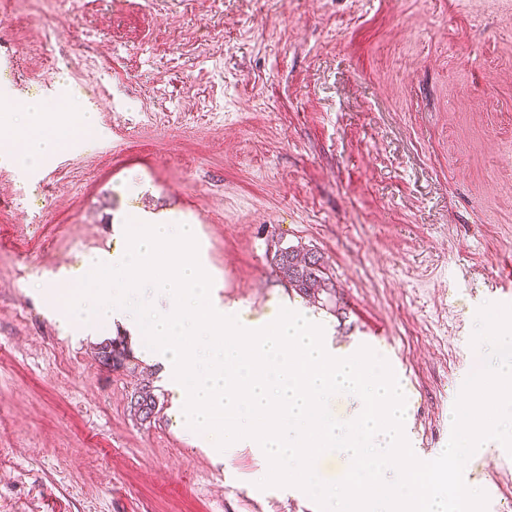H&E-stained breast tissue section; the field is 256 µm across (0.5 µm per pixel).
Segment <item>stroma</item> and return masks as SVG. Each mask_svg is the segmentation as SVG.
Here are the masks:
<instances>
[{
    "mask_svg": "<svg viewBox=\"0 0 512 512\" xmlns=\"http://www.w3.org/2000/svg\"><path fill=\"white\" fill-rule=\"evenodd\" d=\"M0 91L68 77L92 136L23 176L0 161V512H319L258 488L266 461L195 446L153 365L112 370L37 284L112 249V227L198 225L220 303L297 307L276 248L321 253L337 348L385 329L416 445L437 457L476 314L512 304V0H0ZM158 412L140 420L144 382ZM512 512V455H475Z\"/></svg>",
    "mask_w": 512,
    "mask_h": 512,
    "instance_id": "35a3bbf8",
    "label": "stroma"
}]
</instances>
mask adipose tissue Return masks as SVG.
I'll list each match as a JSON object with an SVG mask.
<instances>
[{"instance_id": "adipose-tissue-1", "label": "adipose tissue", "mask_w": 512, "mask_h": 512, "mask_svg": "<svg viewBox=\"0 0 512 512\" xmlns=\"http://www.w3.org/2000/svg\"><path fill=\"white\" fill-rule=\"evenodd\" d=\"M18 109L38 116L40 122L27 129L14 128L10 136L1 138L0 157L20 169L33 171L69 146L70 140L64 134L68 123L63 113L53 111L50 98L29 99L19 106L8 95L0 96V112Z\"/></svg>"}]
</instances>
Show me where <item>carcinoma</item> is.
Listing matches in <instances>:
<instances>
[{
    "label": "carcinoma",
    "instance_id": "obj_1",
    "mask_svg": "<svg viewBox=\"0 0 512 512\" xmlns=\"http://www.w3.org/2000/svg\"><path fill=\"white\" fill-rule=\"evenodd\" d=\"M272 260L280 279L288 287L317 303L324 296L329 300L335 296L336 285L326 272L323 257L317 252L294 246L280 247ZM98 355L102 364L114 370L124 369L129 364V351L119 339L102 342ZM158 406V396L152 386L145 384L134 397L132 408L145 421L157 414Z\"/></svg>",
    "mask_w": 512,
    "mask_h": 512
}]
</instances>
